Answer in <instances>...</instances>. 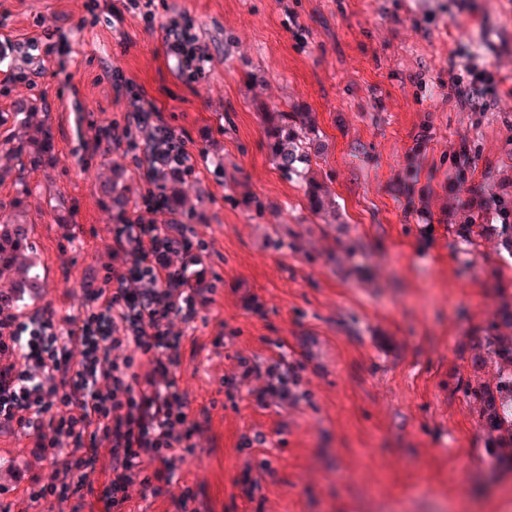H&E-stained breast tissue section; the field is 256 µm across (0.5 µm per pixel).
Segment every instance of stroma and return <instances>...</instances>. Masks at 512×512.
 <instances>
[{
  "instance_id": "stroma-1",
  "label": "stroma",
  "mask_w": 512,
  "mask_h": 512,
  "mask_svg": "<svg viewBox=\"0 0 512 512\" xmlns=\"http://www.w3.org/2000/svg\"><path fill=\"white\" fill-rule=\"evenodd\" d=\"M122 5L0 0V203L17 177L33 190L40 306L74 316L84 288L107 285L101 183L125 176L129 216L147 213L144 135L85 147L124 125L130 103L113 88L131 89L200 158L182 212L209 244L217 292L188 328L177 376L209 431L178 478L204 512H512V467L489 458L463 387L483 328L512 296V258L449 225L457 199L512 194V0H151L153 24L129 13L113 26ZM175 15L211 56L202 72L165 55ZM467 53L497 81L474 106L456 98ZM20 98L47 113L55 144L24 172L7 144L37 134L18 125ZM265 108L312 113L326 144L312 170L338 224L273 164ZM242 182L264 210L237 202ZM345 242L358 275L335 261ZM230 330L234 345L216 352L213 337ZM278 338L304 365L308 399L281 416L246 400L226 407L228 355L265 358ZM279 422L274 471L249 499L235 483L238 440Z\"/></svg>"
}]
</instances>
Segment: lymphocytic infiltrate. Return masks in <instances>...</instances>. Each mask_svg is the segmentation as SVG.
Wrapping results in <instances>:
<instances>
[{"mask_svg":"<svg viewBox=\"0 0 512 512\" xmlns=\"http://www.w3.org/2000/svg\"><path fill=\"white\" fill-rule=\"evenodd\" d=\"M165 53L179 71L209 61L196 34L165 26ZM151 150L145 183L195 173L183 137L168 127ZM109 288H87L79 315L49 308H0V431L32 440V474L0 484V512H135L147 496L167 497L173 512H200L197 494L173 477L194 461L203 425L177 378L184 325L213 303L208 244L183 224L111 228ZM224 394H247L260 409L285 411L307 399L298 363L277 353L264 362L235 354ZM265 432L242 435L239 450L262 449L236 483L246 495L272 473Z\"/></svg>","mask_w":512,"mask_h":512,"instance_id":"obj_1","label":"lymphocytic infiltrate"}]
</instances>
